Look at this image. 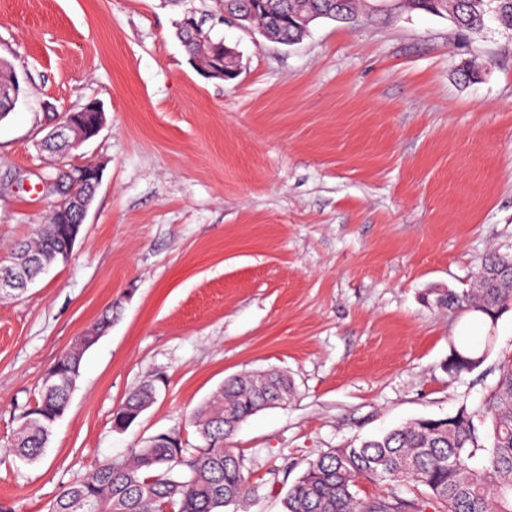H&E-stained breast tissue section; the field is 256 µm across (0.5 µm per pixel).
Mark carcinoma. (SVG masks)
Segmentation results:
<instances>
[{"label": "carcinoma", "instance_id": "cac0c4a2", "mask_svg": "<svg viewBox=\"0 0 512 512\" xmlns=\"http://www.w3.org/2000/svg\"><path fill=\"white\" fill-rule=\"evenodd\" d=\"M385 2L387 8L376 9ZM448 0H229V9L250 13L252 23L274 30L295 43L303 31L294 16L317 17L347 24L388 23L409 12L447 14ZM177 36L190 56L216 68L223 66L221 39L203 41L185 23ZM492 18L512 28V0H456L448 17L459 35H476ZM22 93L16 72L0 60V119L12 111ZM67 212L52 206L46 223L19 245L11 260L0 262V275L15 267L34 280L57 251L66 245ZM434 303L454 314L479 313L496 322L512 308V254H491L476 277V288L433 291ZM85 347L58 358L55 384H42L33 405L20 415L10 441L16 455L39 460L53 424L66 411L71 391L67 381L80 375ZM487 350L462 346L450 349L449 375L471 372ZM154 382L128 392L112 416L116 429L130 427L155 397ZM293 387L283 374L234 377L195 411L193 423L203 446L183 457L182 441L173 432L140 448L126 459H110L87 478L69 483L54 499L50 512H222L248 494L242 459L229 440L239 425L274 403H287ZM362 479L390 485L384 498L360 499ZM284 512H512V360L484 399L483 410L460 409L452 416L423 418L366 439L357 447L337 448L309 463L286 494Z\"/></svg>", "mask_w": 512, "mask_h": 512}]
</instances>
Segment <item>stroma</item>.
<instances>
[{
	"instance_id": "obj_1",
	"label": "stroma",
	"mask_w": 512,
	"mask_h": 512,
	"mask_svg": "<svg viewBox=\"0 0 512 512\" xmlns=\"http://www.w3.org/2000/svg\"><path fill=\"white\" fill-rule=\"evenodd\" d=\"M222 0H0V58L24 89L0 120V258L43 223L41 183L87 163L101 182L66 262L0 300V512H48L100 463L179 432L224 381L276 370L294 393L231 445L253 491L224 512H284L308 462L419 418L475 408L512 359L494 328L427 302L512 253V29L458 42L422 12L320 22L285 45L231 24V80L207 79L176 26ZM481 76L463 79L464 63ZM102 103L67 156L39 140ZM69 406L36 462L8 448L48 370L105 311ZM492 347L449 377L452 346ZM157 380L125 430L112 415Z\"/></svg>"
}]
</instances>
